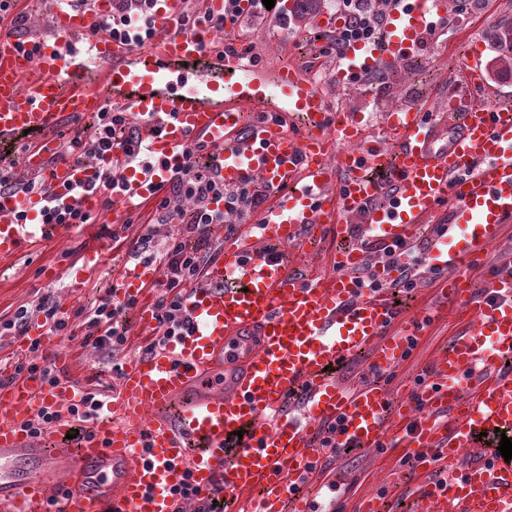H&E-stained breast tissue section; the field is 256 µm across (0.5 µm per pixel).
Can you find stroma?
<instances>
[{"mask_svg": "<svg viewBox=\"0 0 512 512\" xmlns=\"http://www.w3.org/2000/svg\"><path fill=\"white\" fill-rule=\"evenodd\" d=\"M459 13V0H450L447 16L433 19L434 24L441 27L440 34L431 37L425 49L413 50L398 64L378 65L376 78L351 86L331 82L335 58L310 53V45L316 43L321 34L311 18L292 20L286 27L273 12L262 18H245L242 31L248 36L245 47L250 55L259 57L260 67L290 64L315 75L332 111L364 109L370 114L373 132L378 134L382 131L379 113L383 109L397 103L426 106L455 88L469 54L479 50L485 59H493L496 46L492 37L499 29L512 25V0H488L466 23L459 21ZM97 241L101 242L105 253L104 269L99 279L80 293H73L67 273L83 251ZM130 262L127 248L113 247L103 227L94 233L81 230L68 239L34 248L23 257L0 261V316H12L20 305L47 290L54 293L67 312L90 309L111 291L119 266ZM403 299L417 319H428L429 324L421 330L411 359L395 371L390 381V388L397 395L413 386L434 353L447 343L456 325L453 306L436 296L432 287L415 289L404 294ZM127 327L129 347L115 358L81 346L76 339L63 335L51 338V350L67 357L65 364L57 369L60 379L80 387L112 383L117 376V366L129 364L142 354L145 337L135 317H128ZM391 467L390 452L385 448L370 457L354 450L341 452L336 484L344 494L349 512H355L367 492L385 483Z\"/></svg>", "mask_w": 512, "mask_h": 512, "instance_id": "stroma-1", "label": "stroma"}]
</instances>
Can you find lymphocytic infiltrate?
<instances>
[{
  "label": "lymphocytic infiltrate",
  "mask_w": 512,
  "mask_h": 512,
  "mask_svg": "<svg viewBox=\"0 0 512 512\" xmlns=\"http://www.w3.org/2000/svg\"><path fill=\"white\" fill-rule=\"evenodd\" d=\"M341 2L345 20L328 42L325 52L329 55L340 54L354 43L376 44L385 17L396 0ZM155 5L156 0H112L111 36L125 38L135 29L148 33L154 23ZM265 12L262 0H229L223 16L211 21L212 28L223 35V49L234 51L244 15L258 17ZM116 148L122 149L133 161L143 159V146L128 113L123 109L110 108L99 113L93 139L87 141L81 133H74L62 156L80 164L87 156H106ZM204 149V144L197 141L186 145L181 165L160 187L155 201L153 227L146 229L130 244L134 262L149 263L163 270L162 291L156 302V321L165 340L188 326L186 291L199 279L209 260L213 225H228L233 219L249 217L267 201L257 185L227 188L217 182L210 172ZM218 199L223 200V208H215L214 202ZM172 223L177 226L175 232L157 237L155 225ZM126 312V307L113 305L108 295L101 297L91 309L76 310L83 345L117 356L127 342L128 328L122 321ZM37 317L44 320L46 337L60 335L69 323L68 318L61 316L60 304L54 294L46 292L35 303L19 306L9 319L0 321V329L23 336L30 322ZM45 339L30 340L28 357L16 364L15 373L39 376L44 384L53 388L59 385L60 378L53 367ZM101 408L97 394L87 391L72 401L66 410L44 409L24 422L22 428L30 436L38 437L62 417L83 423L96 417Z\"/></svg>",
  "instance_id": "lymphocytic-infiltrate-1"
}]
</instances>
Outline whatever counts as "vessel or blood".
I'll return each instance as SVG.
<instances>
[{"instance_id":"b4317fda","label":"vessel or blood","mask_w":512,"mask_h":512,"mask_svg":"<svg viewBox=\"0 0 512 512\" xmlns=\"http://www.w3.org/2000/svg\"><path fill=\"white\" fill-rule=\"evenodd\" d=\"M47 3L53 32L35 53L0 32V140L42 133L22 163L62 203L99 211V195L74 188L95 170H113L112 225L121 232L196 136L225 187L256 182L288 193L225 235L189 294L191 328L121 369L108 416L94 418L86 435L72 438L64 420L44 439L23 431L41 409L71 400L72 389L0 368V512H48V492L59 484L69 490L59 512H174L172 491L185 483L204 496L223 484L226 512L245 494L252 512H311L313 493L333 480L323 435L338 450L384 447L414 461L402 487L405 512H512V462L498 450L502 437L512 438V247L500 252L483 293L464 274L496 248L512 216V103L464 105L451 96L431 114L393 106L376 140L363 113L329 111L296 67H279L268 93L243 54L207 50L203 33L177 31L181 0H161L140 42L102 33L112 0L68 11ZM445 12L446 0H399L383 43L345 48L337 83L410 54L429 16ZM111 104L128 108L150 164L126 166L119 149L95 170L60 160L52 136L59 123ZM258 112L266 120H255ZM291 112L306 115V135L284 132ZM371 168L390 170L393 197ZM448 202L455 230L432 240L430 256L458 327L420 383L396 398L379 377L407 359L419 331L399 325L391 284L418 226L439 224ZM44 207L37 193H0L1 259L74 232L45 223ZM354 224L392 256L341 251L334 272L322 275L294 271L271 249L301 251L323 231ZM367 264L378 289L359 285ZM102 265V249L86 251L73 288L95 280ZM120 280L114 302L136 298L140 325L154 327L156 267L136 265ZM363 352L369 377L333 376Z\"/></svg>"}]
</instances>
